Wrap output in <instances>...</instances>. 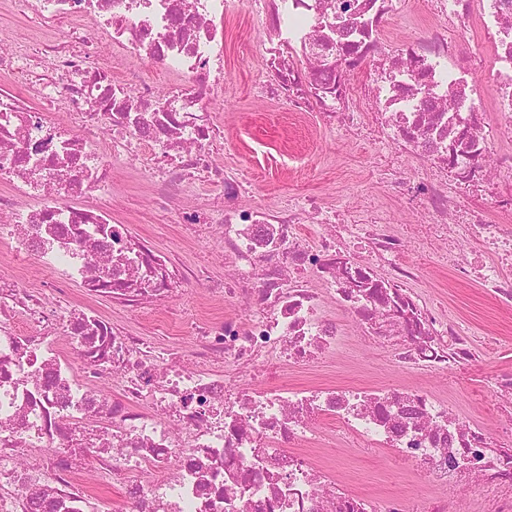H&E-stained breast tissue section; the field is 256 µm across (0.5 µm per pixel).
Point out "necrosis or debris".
Wrapping results in <instances>:
<instances>
[{
  "label": "necrosis or debris",
  "mask_w": 512,
  "mask_h": 512,
  "mask_svg": "<svg viewBox=\"0 0 512 512\" xmlns=\"http://www.w3.org/2000/svg\"><path fill=\"white\" fill-rule=\"evenodd\" d=\"M267 2L255 36L264 93L326 126L369 105L366 132L393 143L386 162L402 175L403 203L426 210L428 238L449 243L460 277L512 308V231L476 210H448L453 183L512 215V188L490 173L512 168V153L495 146L512 141V0H430L438 23L429 35L390 43L379 30L395 18V0ZM14 8L65 40L0 55L22 78L0 84V243L12 261L37 263L83 297L51 306L22 276L0 275V512H105L82 482L91 472L121 487L132 512H444L430 496L414 506L353 491L319 453L328 426L339 440L388 450L431 488H457L451 512H468L464 494L476 481L489 491L483 512H512V441L499 430L512 422V376L495 379L482 425L425 384L448 373L468 384L497 333L474 348L457 320L415 292L420 270L394 225L375 220L351 236L353 216L327 217L325 233L309 240L298 226L319 214L315 198L293 211L243 203L247 179L217 165L224 127L209 105L228 82L224 26L237 0ZM87 25L105 35L104 49L77 41ZM112 47L177 83L161 95L143 81L129 96L113 79ZM490 110L503 120L493 136ZM138 143L148 147L136 164L158 206L198 171L221 187L204 207L177 214L223 242L233 270L215 286L232 313L191 327L211 369L158 353L89 306L176 303L201 281L109 210L71 204L107 188L113 162ZM453 223L481 228L478 249L449 242ZM331 302L418 382L279 385L286 370L335 361L342 331L327 316ZM112 378L121 390L109 398L99 383Z\"/></svg>",
  "instance_id": "obj_1"
}]
</instances>
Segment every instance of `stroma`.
<instances>
[{
  "label": "stroma",
  "mask_w": 512,
  "mask_h": 512,
  "mask_svg": "<svg viewBox=\"0 0 512 512\" xmlns=\"http://www.w3.org/2000/svg\"><path fill=\"white\" fill-rule=\"evenodd\" d=\"M257 23V15L244 4L226 26L224 70L229 81L214 96L211 106L214 119L223 122L228 138L223 153L216 158L218 165L226 170H247L260 190L258 199L262 203L294 208L313 196L328 209L362 211L407 228L412 235L409 257L421 270L415 287L422 298L464 321L474 344H481L487 331L500 334L499 345L475 369L477 391L458 386L450 376L426 380L471 423H484L478 390L489 389L497 375L512 374V313L502 311L478 284L454 279L440 265L435 251L420 248L416 233L427 218L423 212L401 203L394 173L383 163L390 145L378 139L359 138L341 124L323 128L314 115H295L287 103L261 96V60L254 47ZM36 31L33 23L16 15L0 0V51L8 53L16 46L35 43ZM103 196L110 201L113 217L130 223L134 231L158 248L169 251L176 259L200 265L213 279H223L227 274L228 257L223 246L211 241H190L174 211L159 209L153 202L147 181L131 163L113 166L112 184ZM96 307L158 346H177L187 353L195 348V338L186 328L188 316L214 318L225 311L224 304L207 299L200 290L193 291L183 310L177 312L164 305H150L129 313L105 300L97 301ZM329 313L347 333L336 365L288 372L286 383L302 386L313 380H359L373 384L396 377L386 348L363 343L352 318L339 306L330 305ZM325 438V456L349 461L353 487H378L384 493H401L410 498L426 492L424 481L396 475L384 452L371 454L350 444L336 446L330 432Z\"/></svg>",
  "instance_id": "1"
}]
</instances>
